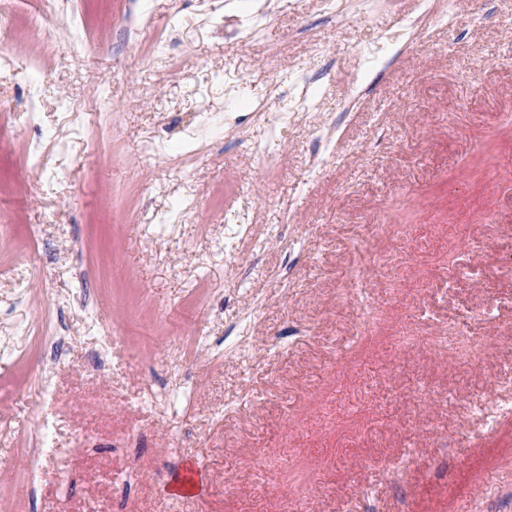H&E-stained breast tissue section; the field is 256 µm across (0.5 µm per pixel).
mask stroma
Instances as JSON below:
<instances>
[{"mask_svg": "<svg viewBox=\"0 0 512 512\" xmlns=\"http://www.w3.org/2000/svg\"><path fill=\"white\" fill-rule=\"evenodd\" d=\"M224 5L0 0V512H512V0Z\"/></svg>", "mask_w": 512, "mask_h": 512, "instance_id": "35a3bbf8", "label": "stroma"}]
</instances>
